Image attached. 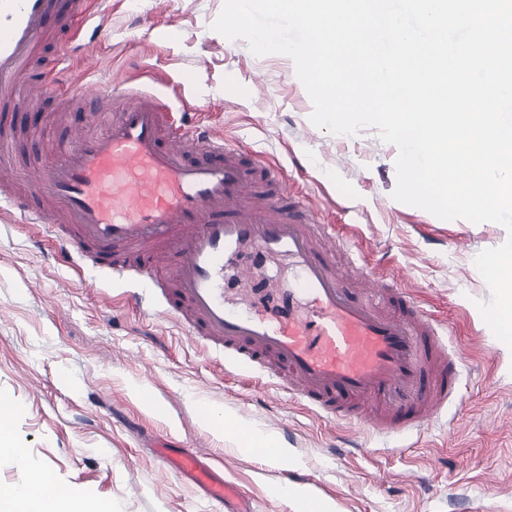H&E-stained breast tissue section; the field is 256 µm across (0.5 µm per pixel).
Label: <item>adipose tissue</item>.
<instances>
[{
  "instance_id": "obj_1",
  "label": "adipose tissue",
  "mask_w": 512,
  "mask_h": 512,
  "mask_svg": "<svg viewBox=\"0 0 512 512\" xmlns=\"http://www.w3.org/2000/svg\"><path fill=\"white\" fill-rule=\"evenodd\" d=\"M53 482L51 475L40 481L22 485H0V512H112V503L101 499L81 501L66 485L47 492L46 484Z\"/></svg>"
}]
</instances>
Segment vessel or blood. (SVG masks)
Wrapping results in <instances>:
<instances>
[{"instance_id":"obj_1","label":"vessel or blood","mask_w":512,"mask_h":512,"mask_svg":"<svg viewBox=\"0 0 512 512\" xmlns=\"http://www.w3.org/2000/svg\"><path fill=\"white\" fill-rule=\"evenodd\" d=\"M90 0H0V96L17 91L51 20L88 21ZM70 94L98 114L95 126L61 141L55 165L35 185L52 202L0 193L25 223L76 232L58 237L64 256L106 265L115 279L130 267L122 251L146 250L170 268L176 286L167 315L187 337L241 367L282 366L278 389L334 419L372 432L420 433L461 385L462 357L451 334L400 289L360 265L352 298L334 260L345 242L315 213L297 219L284 177L265 183L217 129L194 113L161 111L147 92L123 82L108 89L74 79ZM285 260L298 285L255 305L244 255ZM162 469L193 480L212 503L237 500L233 483L202 449L164 448Z\"/></svg>"}]
</instances>
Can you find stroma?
I'll list each match as a JSON object with an SVG mask.
<instances>
[{
  "instance_id": "1",
  "label": "stroma",
  "mask_w": 512,
  "mask_h": 512,
  "mask_svg": "<svg viewBox=\"0 0 512 512\" xmlns=\"http://www.w3.org/2000/svg\"><path fill=\"white\" fill-rule=\"evenodd\" d=\"M224 0H105L88 22L79 63H54L64 24L51 23L43 75L56 90L32 99L41 136L15 135L7 185L54 164L55 144L92 114L59 88L120 76L157 95L181 89L186 103L222 130L228 145L279 166L303 204L350 237L388 284L415 295L448 322L467 358L454 405L422 433L388 438L303 408L274 384L225 367L166 317L160 291L143 280L61 256L40 227L0 210V400L13 405L22 453L0 457V485L52 470L85 500L115 512H211L191 481L166 473L154 446H198L254 512H296L282 487H306L334 512H512V349L483 321L490 291L475 266L507 239L499 224L445 221L393 199L396 146L376 128L338 135L314 126L293 60L254 55L212 24ZM246 423L274 434L283 456L250 450L213 429Z\"/></svg>"
}]
</instances>
